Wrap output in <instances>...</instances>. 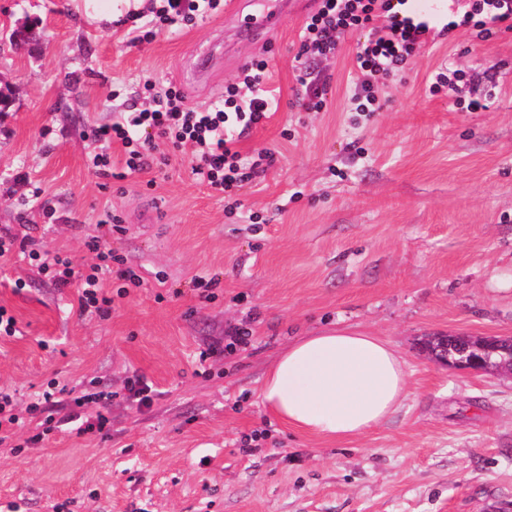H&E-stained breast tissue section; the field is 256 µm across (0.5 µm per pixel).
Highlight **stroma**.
<instances>
[{"instance_id":"35a3bbf8","label":"stroma","mask_w":512,"mask_h":512,"mask_svg":"<svg viewBox=\"0 0 512 512\" xmlns=\"http://www.w3.org/2000/svg\"><path fill=\"white\" fill-rule=\"evenodd\" d=\"M318 7L269 32L223 8L131 47L126 26L79 24L72 0H0V22L41 35L32 53L0 45V235L81 267L96 260L87 241L108 238L143 278L102 317L23 252L0 260V306L22 329L0 337V387L25 421L0 443V512H512V377L425 349L433 336L512 337V30L426 42L372 113L352 100L364 37L347 35L318 64L327 107L307 112L296 56ZM256 56L279 106L238 144L271 158L236 213L195 181L187 147L147 173L95 174L93 129L145 107L144 80L180 84L202 108ZM450 69L470 82L431 93ZM473 99L486 108L467 110ZM198 275L219 279L215 300L193 291ZM235 327L250 336L232 347ZM328 329L381 337L408 364L397 411L352 438L289 429L258 396L288 343ZM136 373L149 405L129 396ZM52 383L112 391L108 434L24 447L38 424L26 409Z\"/></svg>"}]
</instances>
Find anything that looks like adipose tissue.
<instances>
[{"instance_id":"1","label":"adipose tissue","mask_w":512,"mask_h":512,"mask_svg":"<svg viewBox=\"0 0 512 512\" xmlns=\"http://www.w3.org/2000/svg\"><path fill=\"white\" fill-rule=\"evenodd\" d=\"M406 386V365L387 341L336 330L290 344L267 370L260 396L286 427L344 438L394 413Z\"/></svg>"}]
</instances>
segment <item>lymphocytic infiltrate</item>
Masks as SVG:
<instances>
[{
	"instance_id": "obj_1",
	"label": "lymphocytic infiltrate",
	"mask_w": 512,
	"mask_h": 512,
	"mask_svg": "<svg viewBox=\"0 0 512 512\" xmlns=\"http://www.w3.org/2000/svg\"><path fill=\"white\" fill-rule=\"evenodd\" d=\"M405 0H320L318 10L308 16L300 33L297 54L301 65L295 76L297 103L318 112L328 101L329 79L318 68L319 59L336 53L341 38L363 33L364 42L356 54L360 73L354 98L361 112L373 111L380 83L396 79L406 69L417 46L425 41L427 24L402 15ZM221 0H153L148 15L128 13L126 21L131 45L151 41L177 24H188L217 11ZM461 22L476 23L484 37H492L504 23H512V0H469ZM266 60L246 66L238 82L225 85L224 92L208 108L187 106L186 95L176 83L159 86L144 83L150 107L128 113L122 121L96 128L97 140L123 147V163L131 172H147L161 164L155 153L154 138L164 139L173 149L191 146L192 173L199 183L219 192L241 190L261 172V160L245 162L237 148L243 137L275 111L278 102L268 82ZM97 261L78 270L69 258L58 254L29 251L28 257L39 272L49 274L56 287L77 290L80 312L108 315L115 298L124 297L129 287L140 286L141 276L130 267H112V253L101 238L87 243ZM116 274L121 285L115 297L104 294L102 282ZM110 392H74L64 403H56L51 392H44L41 403L31 405L30 414L39 416V433L28 437L39 444L46 432L59 429L83 435L103 432L109 423L105 414Z\"/></svg>"
}]
</instances>
